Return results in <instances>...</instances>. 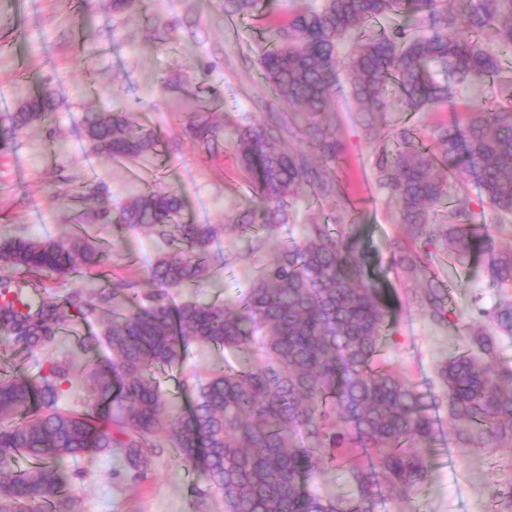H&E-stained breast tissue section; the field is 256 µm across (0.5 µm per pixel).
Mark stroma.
I'll list each match as a JSON object with an SVG mask.
<instances>
[{"label":"stroma","instance_id":"35a3bbf8","mask_svg":"<svg viewBox=\"0 0 512 512\" xmlns=\"http://www.w3.org/2000/svg\"><path fill=\"white\" fill-rule=\"evenodd\" d=\"M258 39L250 24L228 23L224 0H147L146 9L120 12L112 0H0V126L6 111L42 88L52 90L54 102L52 112L0 151V236L60 239L85 232L111 251V265L91 275L62 279L43 272L42 282L56 295L92 292L121 278L149 291V269L165 253L163 243L121 225L86 223L82 208L68 203L63 190L105 187L104 200L116 209L132 195L162 186L184 199L185 223L220 229L210 248L207 284L173 289V300L234 304L260 263L273 260L285 240L298 237L304 225L340 216L344 231L370 254L399 303L383 356L414 383L429 386L439 362L464 350L469 332L454 319L431 326L412 299V283L391 269L389 243L405 236L406 227L376 182L374 144L347 96V83L336 88L338 114L329 126L344 147L343 159L325 172L341 184L348 210L299 197L288 208L287 224L257 252L248 236L223 229L255 204L237 164V131L276 109L255 64ZM121 110L161 137L160 154L118 162L91 148L83 113ZM451 118L447 107L435 106L409 119L394 100L377 123L391 132L408 124L425 139ZM201 119L215 128L214 152L192 136V125ZM430 269L450 286L455 311L469 310L478 296L488 306L499 299L484 263L453 265L437 252ZM99 330L98 323L77 322L56 343L14 353L13 369L35 377L49 361L67 357L74 385L68 403L82 406L98 356L85 352L79 339ZM224 365L222 351L194 343L173 376L157 372L170 413L184 411L209 374ZM439 424L426 481L410 494L386 495L378 512H512L502 497L512 488V448L489 440L462 448L452 440L447 415H440ZM156 444L141 474L108 456L70 460L74 512H224L221 494L200 495V469L183 462L165 437Z\"/></svg>","mask_w":512,"mask_h":512}]
</instances>
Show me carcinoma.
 I'll list each match as a JSON object with an SVG mask.
<instances>
[{"mask_svg":"<svg viewBox=\"0 0 512 512\" xmlns=\"http://www.w3.org/2000/svg\"><path fill=\"white\" fill-rule=\"evenodd\" d=\"M268 14L267 0H224L230 19L261 22ZM403 16L401 24L379 26ZM486 33L512 49V0H321L272 28L257 56L267 87L284 111L300 117L310 153L327 162L343 152L321 126L335 112L340 68L366 122L386 110L391 89L410 112L451 102L459 88L492 89L488 105L435 128L428 145L410 128L373 134L378 185L411 239L390 242L393 266L417 282L413 300L434 326L453 314L448 285L428 270L434 248L457 261L479 252L493 283L512 289V249L494 247L512 214V79L502 77L500 57L485 48ZM50 105L45 88L8 114L0 147ZM82 124L93 148L114 159L159 146L124 113L86 112ZM286 129V120L252 124L238 135V163L257 205L232 226L251 232L256 250L288 223L289 199L335 195L308 155L279 145ZM449 171L479 188L488 204L484 224L468 223L462 202L437 214L452 197ZM183 207L177 193L152 189L115 214L104 206L86 214L92 224H126L166 245L169 253L150 267L156 289L149 293L121 279L97 294L35 299L25 292L33 284L9 272L75 278L112 255L80 233L0 239V346L40 349L83 320L102 327L83 339L84 348L112 352L92 369V398L82 410L64 405L72 388L66 358L35 379L0 372V512H26L35 502L41 512H71L63 461L114 453L139 471L161 434L186 461L202 465L207 484L224 495L225 512H376L387 491L408 492L427 479L442 409L457 445L477 446L486 434L512 447V368L497 364L500 337H512L511 301L477 308L486 325L472 332L465 351L438 364L441 392H424L379 359L393 302L371 280L367 257L333 224L306 225L299 240L259 269L239 303L172 306L166 289L206 281L219 233L211 224L180 223ZM119 296L127 306L113 304ZM192 343L249 349L251 356L211 375L188 412L171 418L154 373L178 366ZM19 456L32 465L17 467ZM336 465L351 496L334 499L305 487L307 476Z\"/></svg>","mask_w":512,"mask_h":512,"instance_id":"carcinoma-1","label":"carcinoma"}]
</instances>
